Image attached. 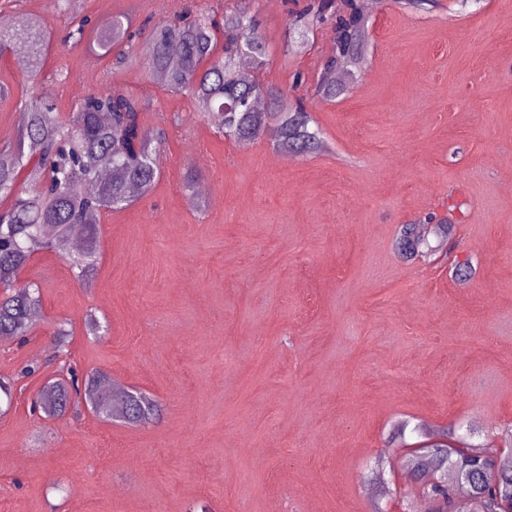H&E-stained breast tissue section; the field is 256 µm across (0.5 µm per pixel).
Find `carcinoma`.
<instances>
[{
    "label": "carcinoma",
    "instance_id": "carcinoma-1",
    "mask_svg": "<svg viewBox=\"0 0 512 512\" xmlns=\"http://www.w3.org/2000/svg\"><path fill=\"white\" fill-rule=\"evenodd\" d=\"M253 0H234L222 15L184 0L173 19L154 26L140 49V33L125 15L101 25L80 15L75 0H55L59 9L74 14L65 42L86 41L100 54L115 56V64L133 61L148 75L159 76L165 88L189 97L194 111L235 143L247 144L263 136L286 154L303 156L322 150L318 132L309 128L305 98L288 102V89L260 80L269 65V49ZM328 27L334 32L333 54L324 64L313 94L323 102L336 99V82L328 75L345 60L362 61L366 16L362 0H310L307 8L289 19V27ZM21 47L28 72L44 64L48 32L45 20L18 12L12 25L0 28V50ZM20 113L19 134L13 144L0 147V199L11 200L0 210V339L25 336L41 309L39 289L17 285L18 277L35 251L44 248L72 256L84 274L94 265L98 249L97 224L104 210L126 208L146 196L162 175L159 149L166 137L162 127L142 122L143 104L134 94L113 87L88 93L63 117L45 93H33ZM454 225L430 214L417 223L402 224L398 248L414 257L439 248L452 237ZM101 371L78 381L68 377L46 383L38 402L49 416H63L75 399L94 411L130 425H144L156 404L128 388L99 391ZM421 449L406 459L415 475L424 478L437 463L444 464L453 481L444 485L420 483L422 495L452 512L460 489L475 479L482 483V512H498L512 499V458L468 453L448 436L435 435L411 444Z\"/></svg>",
    "mask_w": 512,
    "mask_h": 512
}]
</instances>
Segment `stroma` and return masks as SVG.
Masks as SVG:
<instances>
[{
  "label": "stroma",
  "instance_id": "1",
  "mask_svg": "<svg viewBox=\"0 0 512 512\" xmlns=\"http://www.w3.org/2000/svg\"><path fill=\"white\" fill-rule=\"evenodd\" d=\"M177 3L79 0L91 20L136 27ZM307 3L255 0L264 81L313 79L329 55L330 30L288 33ZM18 9L47 21L38 83L58 112L128 90L167 140L154 191L102 213L84 279L49 250L20 275L42 308L30 334L0 341V376L21 388L0 415V512H433L405 443L452 429L512 442V0H381L348 90L307 100L326 150L290 158L224 139L137 66L62 46L69 17L51 0H0V17ZM26 75L0 56L13 88L0 146L17 137ZM188 166L209 194L185 188ZM430 213L455 225L447 255L405 259L399 225ZM92 314L105 335L87 333ZM65 367L147 393L156 418L39 412Z\"/></svg>",
  "mask_w": 512,
  "mask_h": 512
}]
</instances>
